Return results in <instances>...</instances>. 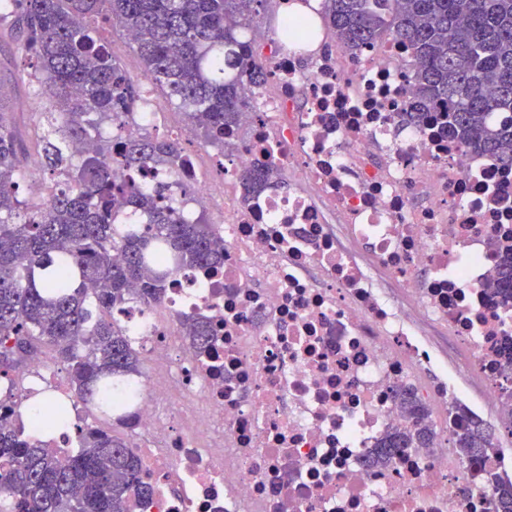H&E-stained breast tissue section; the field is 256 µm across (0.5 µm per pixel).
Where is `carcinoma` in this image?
Masks as SVG:
<instances>
[{"label": "carcinoma", "mask_w": 512, "mask_h": 512, "mask_svg": "<svg viewBox=\"0 0 512 512\" xmlns=\"http://www.w3.org/2000/svg\"><path fill=\"white\" fill-rule=\"evenodd\" d=\"M269 0H0L11 5L48 94L52 122L38 137L55 180L46 205L20 197L23 146L5 120L0 96V378L47 349L64 366L78 399L112 417L76 432L78 450L58 449L0 424V512H143L154 495L140 451L116 434L132 427L114 414V385L141 376L140 352L114 314L133 303H159L173 275L223 261L217 226L199 213L187 222L166 203V185L144 191L138 174L169 166L176 145L150 132L113 151L112 134L81 161L70 147L134 110L138 86L102 37L103 24L132 36L146 77L185 116L206 144L250 107L266 68L242 42ZM321 17L348 50L387 37L406 44L415 62V108L445 109L448 134L491 162L512 168V0H322ZM308 21L280 26L295 43ZM247 192L277 178L272 164L245 169ZM497 289L512 304V247L497 267ZM205 346L202 321L183 324ZM416 416L425 407L412 389L396 394ZM436 437L425 423L395 431L380 457L425 448ZM468 459L498 448L482 422L456 441Z\"/></svg>", "instance_id": "obj_1"}]
</instances>
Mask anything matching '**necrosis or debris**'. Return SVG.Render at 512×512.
Returning <instances> with one entry per match:
<instances>
[{
  "label": "necrosis or debris",
  "instance_id": "necrosis-or-debris-1",
  "mask_svg": "<svg viewBox=\"0 0 512 512\" xmlns=\"http://www.w3.org/2000/svg\"><path fill=\"white\" fill-rule=\"evenodd\" d=\"M247 36L268 80L225 127L222 153L188 149L193 131L146 97L129 127L180 147L143 186L188 189V218L216 207L224 240L221 266L124 315L150 364L130 407L156 489L147 512H495L481 472L512 484V465L459 455L478 412L433 374L418 334L442 329L456 374L512 410L497 353L512 309L491 298L498 247L512 242V169L465 149L438 117L401 120L414 68L394 39L352 55ZM268 161L287 189L245 200L241 169ZM191 317L210 324L207 349L183 336ZM16 376L0 382L18 406L9 423L38 391L68 394L46 355ZM401 387L448 436L371 465L384 433L417 421L393 400Z\"/></svg>",
  "mask_w": 512,
  "mask_h": 512
}]
</instances>
